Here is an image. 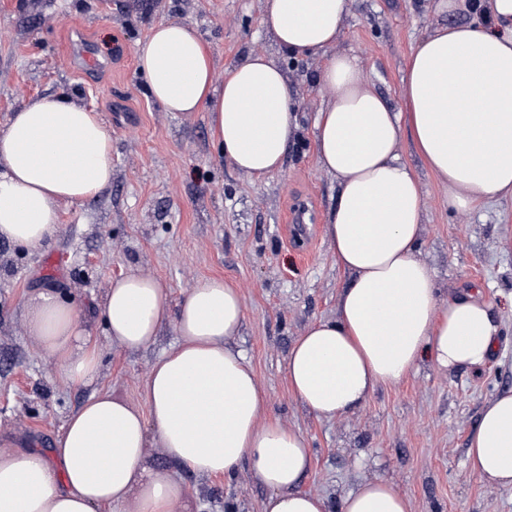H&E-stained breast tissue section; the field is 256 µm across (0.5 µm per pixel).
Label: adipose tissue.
<instances>
[{
	"mask_svg": "<svg viewBox=\"0 0 512 512\" xmlns=\"http://www.w3.org/2000/svg\"><path fill=\"white\" fill-rule=\"evenodd\" d=\"M433 8L480 13L492 23L447 25L420 38L401 114L370 87L359 58L336 47L350 0L262 3L261 24L282 50L324 61L316 156L340 186L326 232L352 279L335 317L308 326L286 361L295 397L320 419L356 411L426 361L447 371L481 367L499 334L483 297H441L420 257L424 207L399 147L411 135L447 191L449 210L512 201V0H434ZM135 59L163 111L208 113L219 158L256 181L281 171L299 129L297 103L284 70L266 54L252 53L218 85L198 30L161 20L137 42ZM111 183L112 131L100 112L47 94L0 125V240L42 244L58 233L63 205L93 199ZM101 307L108 339L131 351L174 322L177 341L143 388L146 408L98 392L68 416L52 454L0 448V512H185L182 484L146 459L154 441L202 475L247 465L269 491L263 512H329L323 497L297 488L311 464L305 435L264 422L256 375L229 345L244 316L237 287L204 279L173 307L158 280L130 273L112 280ZM25 324L72 383L97 378L99 348L72 300L38 292L26 303ZM466 456L482 481L512 487V392L483 407ZM340 512L410 510L392 484L373 479L345 495Z\"/></svg>",
	"mask_w": 512,
	"mask_h": 512,
	"instance_id": "1",
	"label": "adipose tissue"
}]
</instances>
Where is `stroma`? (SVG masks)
<instances>
[{
  "label": "stroma",
  "instance_id": "stroma-1",
  "mask_svg": "<svg viewBox=\"0 0 512 512\" xmlns=\"http://www.w3.org/2000/svg\"><path fill=\"white\" fill-rule=\"evenodd\" d=\"M262 0H9L0 8V123L36 94H68L101 112L112 130V184L64 207L60 232L21 248L0 241V447L51 450L67 416L96 392L143 408L153 363L176 340L165 323L153 344L128 351L107 340L101 301L112 278L137 272L160 281L178 303L197 280L221 277L241 289L242 350L266 398V416L303 432L312 465L300 491L341 496L381 477L410 512H512V488L480 481L466 465L467 437L484 405L512 391V201L452 212L448 195L403 137L400 154L422 194V258L442 293L481 291L501 333L482 368L425 364L379 388L356 413L319 419L293 396L288 353L313 322L334 317L349 275L326 238L338 185L316 162L314 118L323 100L316 59H292L260 24ZM163 19L195 25L209 43L215 79L254 51L286 70L299 131L280 173L255 183L218 158L207 113L175 115L145 96L134 49ZM472 13L438 14L430 0H351L338 49L357 55L387 105L405 111L402 86L416 41L444 25L476 24ZM90 38L101 67L85 71L68 41ZM51 288L73 299L98 339L101 369L75 385L29 336L26 299ZM146 454L184 486L195 512H262L267 490L247 467L207 477L151 444Z\"/></svg>",
  "mask_w": 512,
  "mask_h": 512
}]
</instances>
